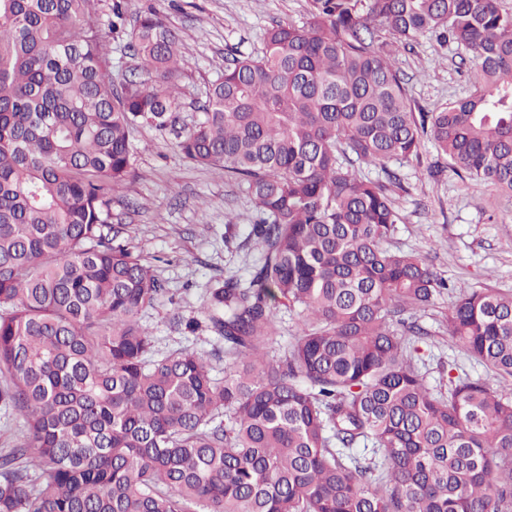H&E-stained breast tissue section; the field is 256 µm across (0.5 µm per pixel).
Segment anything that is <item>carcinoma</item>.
Returning <instances> with one entry per match:
<instances>
[{
	"label": "carcinoma",
	"mask_w": 512,
	"mask_h": 512,
	"mask_svg": "<svg viewBox=\"0 0 512 512\" xmlns=\"http://www.w3.org/2000/svg\"><path fill=\"white\" fill-rule=\"evenodd\" d=\"M263 48L230 49L177 133L253 202L260 262L210 290L224 379L201 353L150 357L165 293L112 224L139 122L175 130L188 61L152 11L109 34L140 68L103 74L98 0H0V512H512V291L467 288L448 335L481 378L431 389L415 343L450 288L383 248L402 222L389 163L430 136L512 197V13L499 0H307ZM392 36L381 41L380 31ZM428 33L480 60L474 91L416 114L397 55ZM380 167L383 178L365 170ZM300 309L269 357L274 307ZM20 423L0 406V449L11 448L20 435Z\"/></svg>",
	"instance_id": "cac0c4a2"
}]
</instances>
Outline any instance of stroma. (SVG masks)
<instances>
[{
	"instance_id": "stroma-1",
	"label": "stroma",
	"mask_w": 512,
	"mask_h": 512,
	"mask_svg": "<svg viewBox=\"0 0 512 512\" xmlns=\"http://www.w3.org/2000/svg\"><path fill=\"white\" fill-rule=\"evenodd\" d=\"M127 20L153 10L181 37L189 66L181 79L182 105L176 131L141 124L133 131V174L112 202V221L149 265L166 292L142 309L139 321L155 356L180 349L205 354L215 377L229 360L215 334L188 332L208 291L224 277L247 279L259 257L250 229L257 219L250 198L218 167L196 164L178 147L177 131L200 117L211 84L224 69L227 48L258 52L273 23H301L307 0H121ZM479 64L472 52L425 35L402 52L398 66L415 111L432 112L472 91ZM403 187L393 200L402 221L387 246L420 257L459 285L512 290V198L457 174L430 140L418 159L399 168ZM450 296L438 299L421 318L429 337L418 345L429 387L468 375L489 384L497 379L475 364L448 334Z\"/></svg>"
}]
</instances>
